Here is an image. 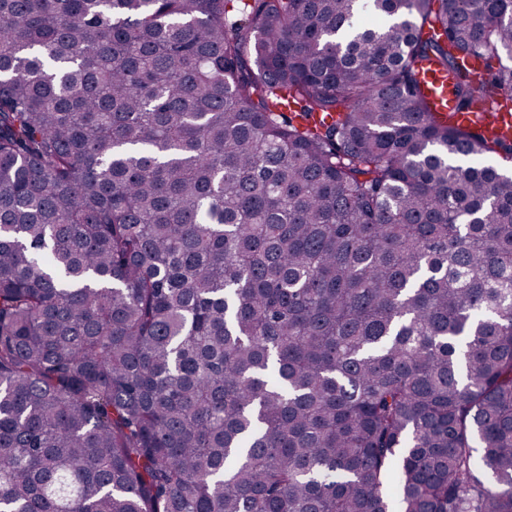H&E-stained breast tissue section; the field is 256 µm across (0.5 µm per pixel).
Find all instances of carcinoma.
I'll list each match as a JSON object with an SVG mask.
<instances>
[{"label":"carcinoma","instance_id":"cac0c4a2","mask_svg":"<svg viewBox=\"0 0 512 512\" xmlns=\"http://www.w3.org/2000/svg\"><path fill=\"white\" fill-rule=\"evenodd\" d=\"M228 2L0 0V512H512V0ZM424 82L430 98L450 126H470L481 129L489 137L512 138V107H499L478 100L468 112H456L448 97V73L429 66Z\"/></svg>","mask_w":512,"mask_h":512}]
</instances>
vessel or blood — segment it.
<instances>
[{
	"mask_svg": "<svg viewBox=\"0 0 512 512\" xmlns=\"http://www.w3.org/2000/svg\"><path fill=\"white\" fill-rule=\"evenodd\" d=\"M424 82L437 111L448 125L476 127L490 137L512 138V107H499L479 100L469 111L458 112L448 99L449 76L446 72L428 67Z\"/></svg>",
	"mask_w": 512,
	"mask_h": 512,
	"instance_id": "vessel-or-blood-1",
	"label": "vessel or blood"
}]
</instances>
